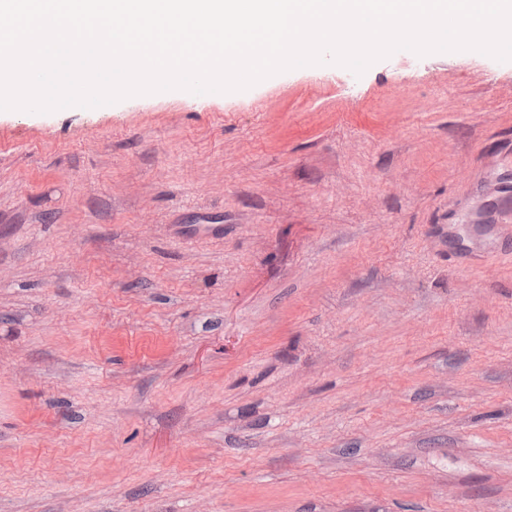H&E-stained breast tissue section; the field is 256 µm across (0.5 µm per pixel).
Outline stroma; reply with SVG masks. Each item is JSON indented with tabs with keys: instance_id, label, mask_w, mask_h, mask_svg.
Here are the masks:
<instances>
[{
	"instance_id": "stroma-1",
	"label": "stroma",
	"mask_w": 512,
	"mask_h": 512,
	"mask_svg": "<svg viewBox=\"0 0 512 512\" xmlns=\"http://www.w3.org/2000/svg\"><path fill=\"white\" fill-rule=\"evenodd\" d=\"M512 61L0 111V512H512Z\"/></svg>"
}]
</instances>
